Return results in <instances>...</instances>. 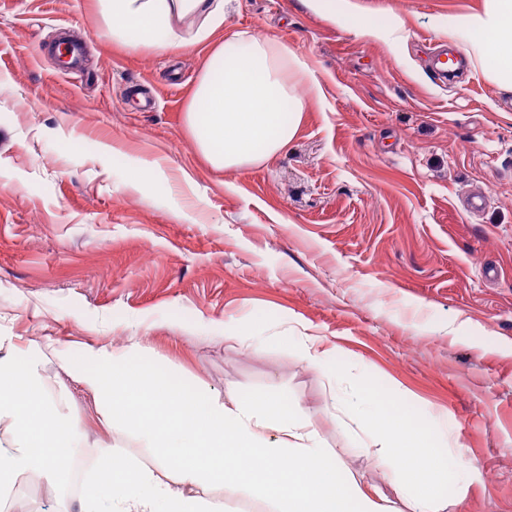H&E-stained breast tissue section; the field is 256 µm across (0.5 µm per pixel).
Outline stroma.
I'll list each match as a JSON object with an SVG mask.
<instances>
[{"mask_svg":"<svg viewBox=\"0 0 512 512\" xmlns=\"http://www.w3.org/2000/svg\"><path fill=\"white\" fill-rule=\"evenodd\" d=\"M355 3L332 20L306 0H234L226 27L288 44L323 95L285 153L216 170L185 124L204 47L124 48L98 0H0V331L22 349L136 336L139 365L200 390L300 401L344 469L407 512L295 353L320 337L331 371L412 406L424 431L455 427L475 473L441 491L444 512H512V91L474 62L432 70V47L461 48L449 15L483 0ZM63 39L85 43L80 72L60 65ZM141 163L156 178L126 187ZM236 331L248 344L225 341ZM43 372L82 455L153 464L99 426L53 353ZM60 493L32 477L0 512H55Z\"/></svg>","mask_w":512,"mask_h":512,"instance_id":"stroma-1","label":"stroma"}]
</instances>
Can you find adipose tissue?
Returning a JSON list of instances; mask_svg holds the SVG:
<instances>
[{"instance_id":"adipose-tissue-1","label":"adipose tissue","mask_w":512,"mask_h":512,"mask_svg":"<svg viewBox=\"0 0 512 512\" xmlns=\"http://www.w3.org/2000/svg\"><path fill=\"white\" fill-rule=\"evenodd\" d=\"M229 0H102L117 43L169 52L197 45L209 54L187 103L185 122L198 151L220 170L270 161L294 139L306 101L298 82L319 83L287 44L227 30ZM448 37L464 44L500 87L512 90V0H484L481 10L449 16ZM14 337L0 334V499L24 479L64 481L82 431L69 404L48 393L39 355L18 358ZM141 343L123 352L82 345L57 350L78 387L91 394L99 424L123 429L151 449L146 465L107 447L97 449L74 496L57 512H222L208 491L231 488L259 497L278 512H393L357 479L341 477L298 404L271 396L223 395L191 389L169 372L132 364ZM385 397L353 384L330 402L343 424L376 445L374 463L397 485L410 512H438L449 477L468 481L455 432L428 435L411 422L413 409L388 408Z\"/></svg>"}]
</instances>
